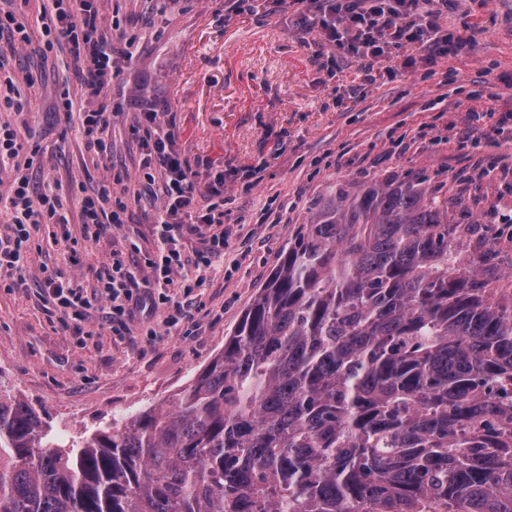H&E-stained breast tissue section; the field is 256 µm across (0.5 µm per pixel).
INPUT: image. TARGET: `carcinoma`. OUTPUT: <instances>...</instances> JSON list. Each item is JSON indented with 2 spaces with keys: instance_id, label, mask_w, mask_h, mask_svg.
<instances>
[{
  "instance_id": "cac0c4a2",
  "label": "carcinoma",
  "mask_w": 512,
  "mask_h": 512,
  "mask_svg": "<svg viewBox=\"0 0 512 512\" xmlns=\"http://www.w3.org/2000/svg\"><path fill=\"white\" fill-rule=\"evenodd\" d=\"M459 235L336 185L170 409L66 451L0 390V512H512V289Z\"/></svg>"
}]
</instances>
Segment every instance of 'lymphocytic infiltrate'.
Masks as SVG:
<instances>
[{
    "label": "lymphocytic infiltrate",
    "instance_id": "1",
    "mask_svg": "<svg viewBox=\"0 0 512 512\" xmlns=\"http://www.w3.org/2000/svg\"><path fill=\"white\" fill-rule=\"evenodd\" d=\"M95 0H0V110L12 112L10 120L0 123V169L9 172V231L0 237V274L12 277L19 271L33 229L40 226L68 224L70 211H77L85 237L99 239L109 227L124 224L127 206L112 199V184L102 181L95 191L61 192L58 181L46 182L34 190L29 173L38 146H25L20 128L26 125L31 110L30 90L38 77L33 72L18 73L10 55L31 43H38L42 61L68 56L73 63L84 64L86 74L79 94L62 91L54 107L66 121L77 122L85 148L93 162H102L112 154L111 126L119 113L107 90L112 83L113 52L106 36L103 16ZM301 6L304 17L316 27L325 45L358 60L365 70H373L385 47L403 43L422 49L421 63L435 66L438 59L455 55L459 49L452 36L445 33L439 19L448 0H289ZM37 6L38 29H31L17 18L19 5ZM163 115L155 108L140 113L131 130L144 154L139 164L138 182L157 187L161 213L156 254L148 263L147 277L168 302V289L184 291L201 287L211 266V256L224 253V206L219 199L223 185H214L206 205L193 222L184 213L197 207L198 195L194 173L175 144L173 131L163 128ZM189 234L206 232L210 239L209 259L188 260L177 246L175 231ZM194 266V275H186L185 266ZM43 288L60 318L85 321L90 310H106L113 330H120L134 305L140 300L135 271L120 254L96 272L93 291L61 273L44 275Z\"/></svg>",
    "mask_w": 512,
    "mask_h": 512
}]
</instances>
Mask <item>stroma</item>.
Segmentation results:
<instances>
[{"mask_svg":"<svg viewBox=\"0 0 512 512\" xmlns=\"http://www.w3.org/2000/svg\"><path fill=\"white\" fill-rule=\"evenodd\" d=\"M116 51L110 93L122 114L112 120V156L84 163L78 125L52 104L62 88L78 90L79 70L46 67L32 92L24 140L38 145V162L62 182L91 189L110 176L112 195L136 187L142 148L130 127L158 104L173 113L177 144L200 191L224 182V255L202 287L152 303L141 284L140 305L113 335L92 313L86 335L61 322L41 296L43 267L89 285L95 271L122 252L146 275L154 221L161 204L149 196L129 203L126 222L99 242L54 243L36 232L22 264V285H0V381L29 404L66 445L97 430L122 427L134 414L166 408L224 349L257 290L291 241L337 184L353 187L419 179L448 203L450 222L470 226L466 245L482 239L492 251L487 276L512 288V190L486 167L512 161V142L481 140L459 148L455 131L469 112L512 107V0H449L443 28L467 39L459 55L435 68L400 73L417 46H389L365 72L349 56L328 62L319 31L298 7L274 0H99ZM135 37L133 57L122 53ZM433 126L440 143L420 138ZM187 321L167 326L173 304Z\"/></svg>","mask_w":512,"mask_h":512,"instance_id":"obj_1","label":"stroma"}]
</instances>
